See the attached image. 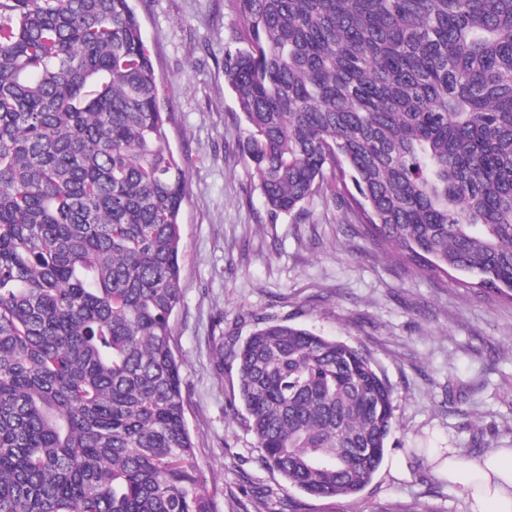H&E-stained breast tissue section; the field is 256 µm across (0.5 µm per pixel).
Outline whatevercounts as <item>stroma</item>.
Wrapping results in <instances>:
<instances>
[{"instance_id": "stroma-1", "label": "stroma", "mask_w": 512, "mask_h": 512, "mask_svg": "<svg viewBox=\"0 0 512 512\" xmlns=\"http://www.w3.org/2000/svg\"><path fill=\"white\" fill-rule=\"evenodd\" d=\"M162 76L168 138L186 162L181 215L182 300L171 347L181 363L197 468L219 512H470L465 497L405 448H512V304L452 278L404 266L362 236L324 195L300 215L271 217L240 150L243 126L224 81L236 19L226 0H136ZM301 325L371 353L394 388L393 427L372 482L350 498L283 493L261 466L219 336L245 339L257 320Z\"/></svg>"}]
</instances>
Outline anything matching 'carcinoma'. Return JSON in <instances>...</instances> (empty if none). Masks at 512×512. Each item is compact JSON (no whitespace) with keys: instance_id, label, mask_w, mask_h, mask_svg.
I'll list each match as a JSON object with an SVG mask.
<instances>
[{"instance_id":"carcinoma-1","label":"carcinoma","mask_w":512,"mask_h":512,"mask_svg":"<svg viewBox=\"0 0 512 512\" xmlns=\"http://www.w3.org/2000/svg\"><path fill=\"white\" fill-rule=\"evenodd\" d=\"M270 214L323 189L399 261L512 301V0H228ZM133 0H0V512H217L170 346L187 167ZM260 462L373 480L393 387L282 323L230 353Z\"/></svg>"}]
</instances>
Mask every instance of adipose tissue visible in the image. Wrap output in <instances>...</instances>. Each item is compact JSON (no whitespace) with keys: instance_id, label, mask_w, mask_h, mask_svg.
Instances as JSON below:
<instances>
[{"instance_id":"ef3b65f1","label":"adipose tissue","mask_w":512,"mask_h":512,"mask_svg":"<svg viewBox=\"0 0 512 512\" xmlns=\"http://www.w3.org/2000/svg\"><path fill=\"white\" fill-rule=\"evenodd\" d=\"M435 475L471 502V512H512V449L480 458L431 457Z\"/></svg>"}]
</instances>
